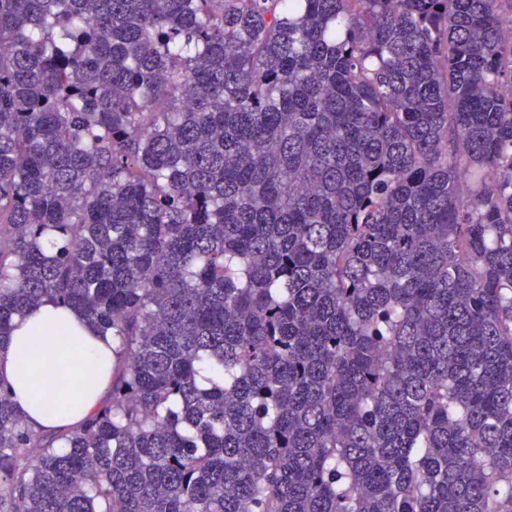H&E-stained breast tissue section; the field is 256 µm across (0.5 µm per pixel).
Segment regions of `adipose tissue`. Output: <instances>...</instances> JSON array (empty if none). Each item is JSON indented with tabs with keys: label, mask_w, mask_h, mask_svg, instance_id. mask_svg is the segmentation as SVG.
Here are the masks:
<instances>
[{
	"label": "adipose tissue",
	"mask_w": 512,
	"mask_h": 512,
	"mask_svg": "<svg viewBox=\"0 0 512 512\" xmlns=\"http://www.w3.org/2000/svg\"><path fill=\"white\" fill-rule=\"evenodd\" d=\"M67 335L68 346L56 338ZM73 369L77 406L66 412L50 410L38 400V379L55 366ZM112 370V338L99 334L72 309L47 302L15 319L8 342L0 347V389L33 428L51 433L78 422L101 400Z\"/></svg>",
	"instance_id": "adipose-tissue-1"
}]
</instances>
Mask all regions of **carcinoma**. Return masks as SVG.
<instances>
[{"instance_id":"cac0c4a2","label":"carcinoma","mask_w":512,"mask_h":512,"mask_svg":"<svg viewBox=\"0 0 512 512\" xmlns=\"http://www.w3.org/2000/svg\"><path fill=\"white\" fill-rule=\"evenodd\" d=\"M512 0H0V345L112 334L0 512H512Z\"/></svg>"}]
</instances>
